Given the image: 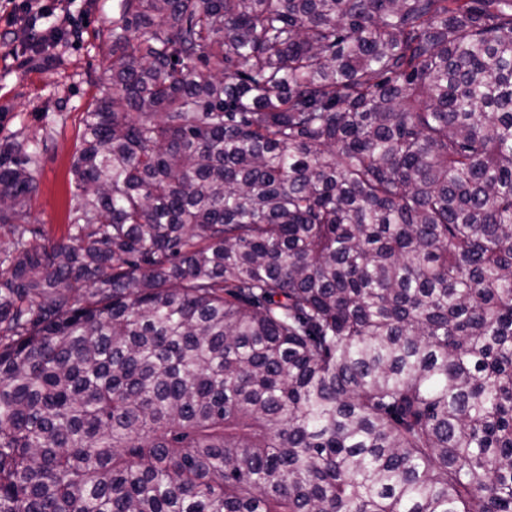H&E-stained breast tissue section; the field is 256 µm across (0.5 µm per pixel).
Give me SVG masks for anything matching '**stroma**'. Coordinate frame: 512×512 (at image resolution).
Masks as SVG:
<instances>
[{"label":"stroma","mask_w":512,"mask_h":512,"mask_svg":"<svg viewBox=\"0 0 512 512\" xmlns=\"http://www.w3.org/2000/svg\"><path fill=\"white\" fill-rule=\"evenodd\" d=\"M74 36L52 56L0 55V144L21 142L38 153L39 190L28 220L43 233L37 241L65 239L70 208V165L81 145L84 115L107 83L103 30L112 0H59Z\"/></svg>","instance_id":"1"}]
</instances>
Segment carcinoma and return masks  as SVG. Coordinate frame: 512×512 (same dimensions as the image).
<instances>
[{
	"label": "carcinoma",
	"mask_w": 512,
	"mask_h": 512,
	"mask_svg": "<svg viewBox=\"0 0 512 512\" xmlns=\"http://www.w3.org/2000/svg\"><path fill=\"white\" fill-rule=\"evenodd\" d=\"M105 40L67 241L0 147V512H512V0Z\"/></svg>",
	"instance_id": "1"
}]
</instances>
